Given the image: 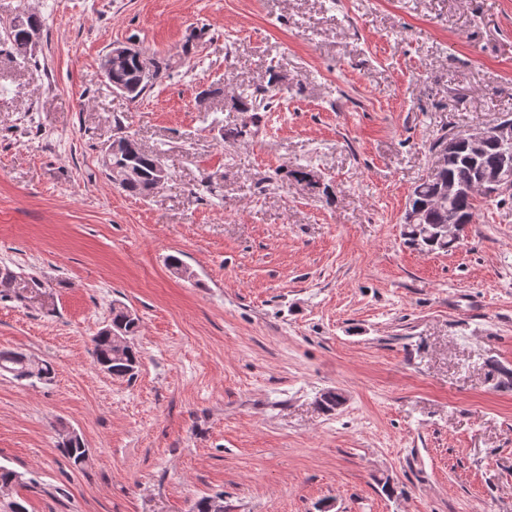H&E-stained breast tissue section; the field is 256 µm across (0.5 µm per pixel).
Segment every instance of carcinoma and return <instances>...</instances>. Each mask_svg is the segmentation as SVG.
<instances>
[{
	"label": "carcinoma",
	"instance_id": "cac0c4a2",
	"mask_svg": "<svg viewBox=\"0 0 512 512\" xmlns=\"http://www.w3.org/2000/svg\"><path fill=\"white\" fill-rule=\"evenodd\" d=\"M42 25L40 16L21 11L11 21L7 40L16 55L27 58L29 55L24 34L31 25ZM156 66L153 76L141 80L137 61L133 58L124 64L112 67L107 84L115 89L125 90V95L136 101L153 87L172 76V62L169 58L155 55ZM280 88L278 79L272 78L261 99L253 100L244 96L234 98V106L248 113L241 125L228 128L223 136L226 139L239 140L252 134L256 112L270 111L276 105ZM120 144V156L110 157V161L124 165L129 170L126 185L122 190L132 196L145 197L154 191L157 168L162 165L157 152L142 148L134 136L125 134L117 137ZM512 156V144L489 140L481 150L472 152L456 147L448 151L447 162L437 171L431 172L418 183L407 199V206L418 214L415 224L404 225L403 236L406 244L425 252H449L456 247V234L463 231L465 224H455L448 231V240L434 243L433 232L448 223L451 216H462L466 224L474 222L477 212L478 195L474 193L479 183L487 180L499 167L505 157ZM454 184L459 188L448 201L440 202V188L444 184ZM0 286L9 293V297L19 302L27 301L30 296L51 288L48 281L25 272H15L7 267L0 268ZM139 329V319L122 304L112 305L110 323L92 338V356L95 365L113 378H133L141 361L139 351L134 345V337ZM119 333L128 339L125 350L118 354L112 346V333ZM10 374L16 380H36L50 382L54 378V366L47 360L7 349H0V375ZM61 452L78 467L87 454L82 438H70L59 443Z\"/></svg>",
	"mask_w": 512,
	"mask_h": 512
}]
</instances>
